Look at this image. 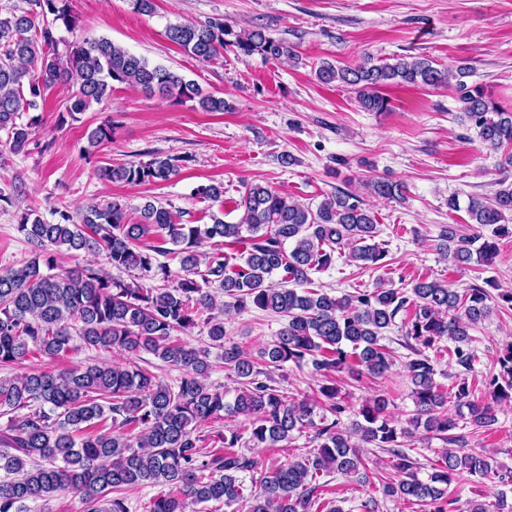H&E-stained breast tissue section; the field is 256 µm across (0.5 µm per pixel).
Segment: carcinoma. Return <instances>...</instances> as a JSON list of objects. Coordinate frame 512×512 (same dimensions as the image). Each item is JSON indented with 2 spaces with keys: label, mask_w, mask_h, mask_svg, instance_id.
Segmentation results:
<instances>
[{
  "label": "carcinoma",
  "mask_w": 512,
  "mask_h": 512,
  "mask_svg": "<svg viewBox=\"0 0 512 512\" xmlns=\"http://www.w3.org/2000/svg\"><path fill=\"white\" fill-rule=\"evenodd\" d=\"M26 6L0 13V131L18 154L41 124L37 114L46 92L58 83L71 87L70 105L59 123L101 103L115 84L138 88L180 104L194 102L206 112H222L224 98L203 92L193 80L153 66L112 41L67 40L60 29L75 30L79 17L71 0H25ZM170 41L201 61L222 58L231 46L242 56L278 61L296 55L293 45L276 40L260 28L234 31L221 19L166 26ZM473 67L465 61L448 69L424 57L395 56L376 63L367 57L353 65L324 61L315 70L323 84L338 82L355 93L367 112H386L390 100L383 87L407 83L455 90L460 123L476 130L481 143L500 149L512 146V110L485 95L480 84L469 85ZM29 115L22 121L23 115ZM112 142V124L104 122L88 134V145ZM190 156L153 157L137 163L101 162L97 178L131 185L165 182L178 176ZM380 198L402 200L405 186L389 179L370 182ZM199 199L219 202L224 187L195 190ZM239 222L215 215L207 224H184L168 208L149 203L141 220L128 219L117 200L92 202L75 213L56 210L47 221L33 212L18 217V231L32 247L33 257L0 271V367L10 368L40 353L57 357L71 349L73 336L83 346L118 349L130 355L153 354L182 371L174 386L134 365H89L62 370L31 371L0 378V409L14 417L0 432V512H29L27 502L47 501L72 491L84 512H128L123 493L145 485H168V492L150 501L146 512H188L211 501L230 507L245 504L246 512H344L323 498L322 475L346 478L365 467L363 448H387L392 473L379 480L385 499L399 498L423 512H452L450 486L471 477L501 474L484 449L467 447L454 430L459 422L490 431L497 424L495 404L512 401V342L498 357L499 371L487 382L490 400L471 398L466 379L450 392L436 379L424 350L448 340V356L468 373L476 353L470 330L486 322L493 307L489 293L476 285L458 293L446 282L417 280L408 290L379 284L339 298L312 287V275L329 268L335 254L350 248L348 258L366 268L381 264L386 251L374 242L375 212L359 198L340 191L317 206L300 203L271 186L251 182L236 203ZM466 212L472 233L455 224L441 226L437 249L454 265H488L498 253L496 239L512 235L504 215L512 213V182L501 180L490 198L468 197ZM491 229V236L484 234ZM156 237L145 244L143 238ZM209 243L213 251L199 248ZM291 249H286V244ZM239 246V262L218 245ZM105 255L116 269L136 271L141 278L172 277L159 260L179 256L180 273L171 288H145L139 282L112 277L103 266L88 263L57 273V254ZM281 282L271 281L273 275ZM216 284L225 300L210 291ZM256 308L286 318L274 340L258 357L225 337L224 322L214 311ZM405 311L403 346L414 413L402 425L388 414L384 395L362 405L358 419L346 425L342 389L332 373L381 376L394 364L383 344L386 332ZM210 325L209 337L224 348V367L234 381L235 395L204 383L211 370L209 352L187 345L180 336L200 319ZM311 365L325 378L319 388L330 416L314 420V405L285 396L271 374L285 364ZM454 399L456 415L448 413ZM226 415L250 421L249 433L226 427L212 436L201 425ZM314 431V448L305 455L266 470L244 494L240 474L256 468L242 448H278L293 432ZM432 434L450 447L431 472L419 476L421 464L402 449L405 440ZM506 492L495 502L473 500L467 512H506Z\"/></svg>",
  "instance_id": "carcinoma-1"
}]
</instances>
